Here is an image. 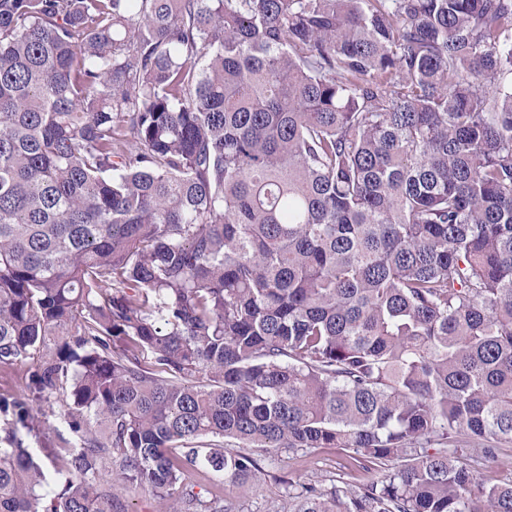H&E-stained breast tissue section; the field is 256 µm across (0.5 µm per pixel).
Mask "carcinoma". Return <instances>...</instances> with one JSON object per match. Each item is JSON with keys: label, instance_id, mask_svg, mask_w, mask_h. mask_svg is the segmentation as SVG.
I'll use <instances>...</instances> for the list:
<instances>
[{"label": "carcinoma", "instance_id": "1", "mask_svg": "<svg viewBox=\"0 0 512 512\" xmlns=\"http://www.w3.org/2000/svg\"><path fill=\"white\" fill-rule=\"evenodd\" d=\"M18 365L0 512H242L241 448L403 459L293 512H512L451 452L512 443V0H0Z\"/></svg>", "mask_w": 512, "mask_h": 512}]
</instances>
